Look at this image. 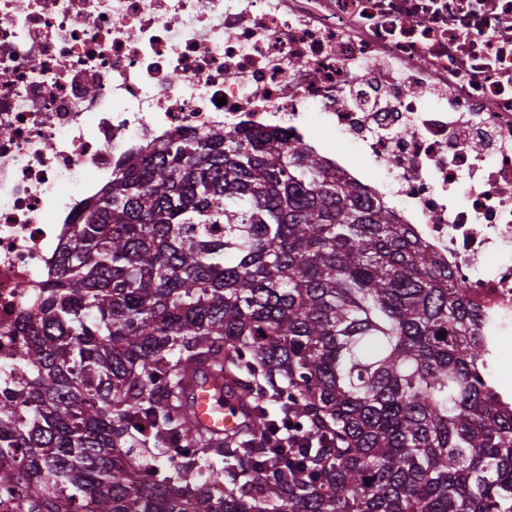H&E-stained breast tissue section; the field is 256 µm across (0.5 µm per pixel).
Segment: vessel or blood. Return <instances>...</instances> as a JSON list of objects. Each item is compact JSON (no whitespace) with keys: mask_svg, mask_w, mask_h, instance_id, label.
I'll return each mask as SVG.
<instances>
[{"mask_svg":"<svg viewBox=\"0 0 512 512\" xmlns=\"http://www.w3.org/2000/svg\"><path fill=\"white\" fill-rule=\"evenodd\" d=\"M187 395L196 427L211 435L220 436L225 431L243 428L248 413L238 401L222 392L209 376L189 379Z\"/></svg>","mask_w":512,"mask_h":512,"instance_id":"b4317fda","label":"vessel or blood"}]
</instances>
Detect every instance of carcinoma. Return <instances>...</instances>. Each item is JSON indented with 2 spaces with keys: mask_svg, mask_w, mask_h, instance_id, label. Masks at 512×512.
Wrapping results in <instances>:
<instances>
[{
  "mask_svg": "<svg viewBox=\"0 0 512 512\" xmlns=\"http://www.w3.org/2000/svg\"><path fill=\"white\" fill-rule=\"evenodd\" d=\"M464 287L319 155L246 127L125 155L25 317L10 512H512V410ZM201 367L252 426H189ZM286 401L312 447H255ZM177 452L144 462L149 444Z\"/></svg>",
  "mask_w": 512,
  "mask_h": 512,
  "instance_id": "cac0c4a2",
  "label": "carcinoma"
}]
</instances>
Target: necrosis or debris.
Returning <instances> with one entry per match:
<instances>
[{
    "mask_svg": "<svg viewBox=\"0 0 512 512\" xmlns=\"http://www.w3.org/2000/svg\"><path fill=\"white\" fill-rule=\"evenodd\" d=\"M247 124L393 202L512 354V0H0V391L129 150Z\"/></svg>",
    "mask_w": 512,
    "mask_h": 512,
    "instance_id": "4bbe7bcc",
    "label": "necrosis or debris"
}]
</instances>
